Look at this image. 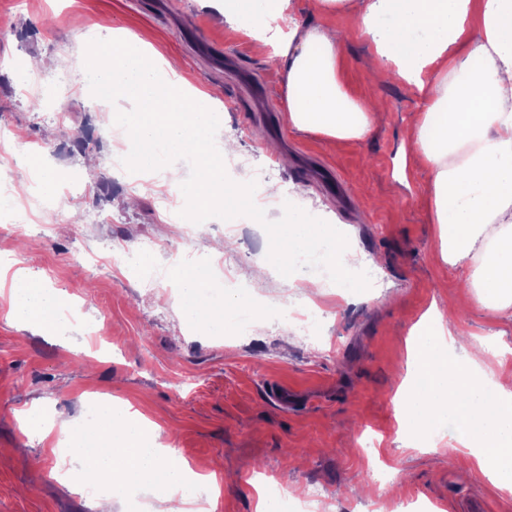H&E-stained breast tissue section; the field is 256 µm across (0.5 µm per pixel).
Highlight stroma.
I'll use <instances>...</instances> for the list:
<instances>
[{
    "instance_id": "1",
    "label": "stroma",
    "mask_w": 512,
    "mask_h": 512,
    "mask_svg": "<svg viewBox=\"0 0 512 512\" xmlns=\"http://www.w3.org/2000/svg\"><path fill=\"white\" fill-rule=\"evenodd\" d=\"M314 2L292 0L293 20L343 32L340 79L354 97L367 95L374 44L347 14L320 13ZM94 15L111 21L100 40L116 29L136 35L177 58L185 83L216 91L219 135L239 144L224 160L225 175L249 179L263 170L283 191L300 188L314 213L348 228L346 245L361 262H375L381 285L350 294L329 281L308 341L289 326L266 324L242 337L184 322L174 280L149 277L184 244L180 222L162 218L158 194L168 184L159 177L153 188L136 187L112 171L113 114L80 78ZM249 43L225 24L219 0H0V130L13 140L0 175L28 202L0 212V270L40 276L76 321L43 335L7 320L0 297V512H94L90 496L61 481L59 456L16 419L33 406L78 418L91 396L143 414L172 458L198 469L222 460L231 478L208 512H254L259 485L281 486L284 512H300L313 493L324 499L322 512H407L429 502L465 512L477 501L485 512H512V491L494 487L479 468L458 470L450 431L434 434L436 448L427 453L405 446L398 433L401 370L415 327L431 310L455 312V328L485 349L488 364L512 371V322L462 293L460 269L439 257L424 197L428 170L412 160L407 185L396 179L406 124L425 93L400 80L381 86L386 121L362 140L336 144L288 125L286 75ZM34 57L44 65L26 74ZM63 73L78 77L70 89L55 83ZM59 109L70 114L68 129L93 143L95 165L68 138H49L47 114ZM33 147L59 173L78 171L88 192L70 196L62 183L45 196L25 161ZM225 234L223 220L212 218L191 245L196 258L232 277L268 250L262 226L244 221L230 233L234 249L212 253ZM116 243L141 252L145 267H112ZM307 295L270 270L248 283L244 299Z\"/></svg>"
}]
</instances>
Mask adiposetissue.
<instances>
[{
	"label": "adipose tissue",
	"instance_id": "obj_1",
	"mask_svg": "<svg viewBox=\"0 0 512 512\" xmlns=\"http://www.w3.org/2000/svg\"><path fill=\"white\" fill-rule=\"evenodd\" d=\"M224 20L252 37L261 53H273L286 71L287 119L301 132L336 141L360 140L382 118L377 101L352 97L338 67V39L330 28L279 22L291 0H222ZM318 11H345L375 44L380 63L375 84L398 77L422 85L428 69L437 83L416 112L407 143L431 177L425 188L431 221L438 226L441 260L461 268L463 288L486 308L512 321V0H315ZM85 80L97 99L132 106L125 116L124 141L136 168L166 171L183 203L233 219L249 213L242 185L224 181L223 152L212 147L215 97L184 86L175 64L156 57L141 38L125 36L121 46L99 42L86 52ZM294 209V208H293ZM271 249L265 257L294 288H318L295 267L297 256L330 241L334 269L344 270L341 234L302 208L286 224H269ZM204 267L181 270L180 310L185 319L220 333L225 310L235 301L210 303ZM62 298L33 275L15 274L7 317L35 331L53 334L62 320ZM461 334L432 313L409 350L408 372L396 397L397 422L408 445L424 448L435 430L454 426L462 465H476L498 488L512 489V372L490 369L484 358L464 351ZM21 424L41 437L69 431L70 463L89 465L94 477L109 476L110 490L95 498L96 512H112L128 490L148 491L165 512H190L200 491L218 494L223 470L192 469L161 459L150 443L155 433L139 412L105 404L93 419L73 426L26 412Z\"/></svg>",
	"mask_w": 512,
	"mask_h": 512
}]
</instances>
